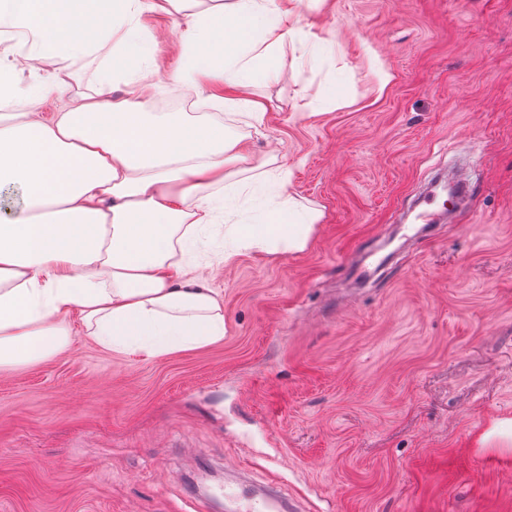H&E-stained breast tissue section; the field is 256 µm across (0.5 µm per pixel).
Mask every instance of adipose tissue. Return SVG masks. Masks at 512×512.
<instances>
[{
  "instance_id": "obj_1",
  "label": "adipose tissue",
  "mask_w": 512,
  "mask_h": 512,
  "mask_svg": "<svg viewBox=\"0 0 512 512\" xmlns=\"http://www.w3.org/2000/svg\"><path fill=\"white\" fill-rule=\"evenodd\" d=\"M300 0H0V104L19 90L12 36L46 54L86 56L111 45L97 91L45 118L0 114V191L19 189L24 215L0 212V370L42 361L71 342V320L112 352L154 359L219 341L224 302L194 261L203 231L251 189L260 224H236L237 248L304 251L321 218L294 198L266 200L285 182L274 158L249 163L215 120L141 112L155 85L142 16L182 14L175 73L193 86L233 65L249 90L294 30ZM122 96H112L114 83Z\"/></svg>"
}]
</instances>
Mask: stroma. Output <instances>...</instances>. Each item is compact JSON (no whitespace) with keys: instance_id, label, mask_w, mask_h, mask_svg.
I'll list each match as a JSON object with an SVG mask.
<instances>
[{"instance_id":"obj_1","label":"stroma","mask_w":512,"mask_h":512,"mask_svg":"<svg viewBox=\"0 0 512 512\" xmlns=\"http://www.w3.org/2000/svg\"><path fill=\"white\" fill-rule=\"evenodd\" d=\"M146 112L222 113L176 87L173 18L144 15ZM298 32L252 88L280 186L322 217L307 248L197 260L223 339L150 361L73 335L0 371V512H215L224 482L275 484L302 512H512V0H302ZM21 87L91 92L110 48L46 57ZM467 164L453 222L418 220L434 172Z\"/></svg>"}]
</instances>
